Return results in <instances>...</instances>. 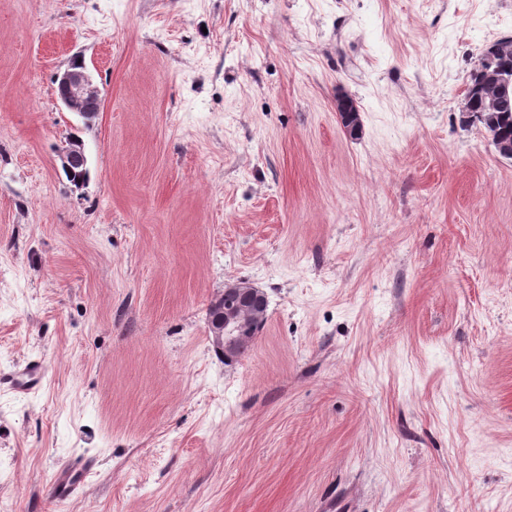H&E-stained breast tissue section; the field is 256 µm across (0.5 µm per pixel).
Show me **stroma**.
Returning <instances> with one entry per match:
<instances>
[{
	"label": "stroma",
	"instance_id": "1",
	"mask_svg": "<svg viewBox=\"0 0 512 512\" xmlns=\"http://www.w3.org/2000/svg\"><path fill=\"white\" fill-rule=\"evenodd\" d=\"M505 36L512 0H0V371H47L0 388V503L512 512V160L461 122ZM237 279L269 307L228 366ZM74 59L77 63L70 62L68 68L55 78L58 99L67 112L78 116L87 114L92 106L99 112L100 91L94 77L82 57ZM58 157L61 167H65L68 170L76 167L88 173L85 181H79L76 185L72 184L75 187L83 186L90 174V158L83 142L80 140H69L66 146L60 150ZM267 310L268 296L262 288L246 279L224 283V293L209 307V337L225 362L241 358L264 325ZM44 368L39 360H29L21 369L0 371V386L8 385L15 392L30 393L44 381ZM93 466L94 461L91 458H82L79 462L61 466L56 472L51 486L53 497L63 502L75 496L84 486Z\"/></svg>",
	"mask_w": 512,
	"mask_h": 512
}]
</instances>
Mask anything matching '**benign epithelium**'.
I'll use <instances>...</instances> for the list:
<instances>
[{
	"mask_svg": "<svg viewBox=\"0 0 512 512\" xmlns=\"http://www.w3.org/2000/svg\"><path fill=\"white\" fill-rule=\"evenodd\" d=\"M492 82L494 92L487 96V105L497 108L512 99V70L497 75H486L483 82ZM55 83L62 107L83 116L91 108H100V91L94 77L79 57L77 62L57 74ZM342 124L351 133L360 127L359 113L354 103L340 98L336 105ZM60 165L90 172V158L80 140H70L59 152ZM268 310V296L254 283L239 279L224 283V293L209 307V333L212 345L224 361L235 362L256 339V330L264 325Z\"/></svg>",
	"mask_w": 512,
	"mask_h": 512,
	"instance_id": "7a95c632",
	"label": "benign epithelium"
}]
</instances>
